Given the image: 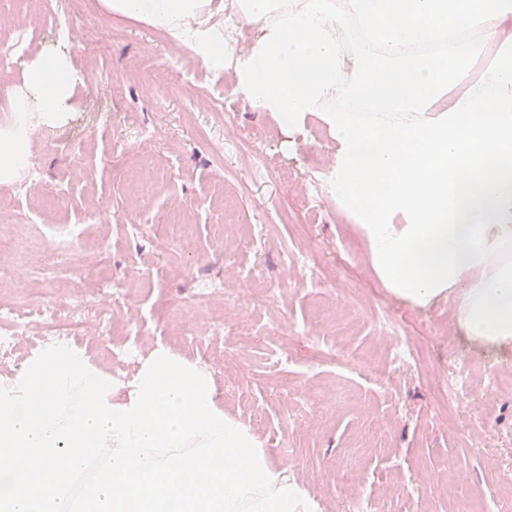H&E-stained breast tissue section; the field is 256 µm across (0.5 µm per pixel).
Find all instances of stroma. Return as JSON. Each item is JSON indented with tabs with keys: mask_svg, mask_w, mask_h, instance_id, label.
<instances>
[{
	"mask_svg": "<svg viewBox=\"0 0 512 512\" xmlns=\"http://www.w3.org/2000/svg\"><path fill=\"white\" fill-rule=\"evenodd\" d=\"M80 21L106 24V42L73 49L67 25L29 18L34 35L21 65L0 60V104H10L26 66L62 56L71 72L92 71L94 84L76 83L58 105L65 119L55 142L32 136L29 152L41 181L27 204L39 224L18 226L31 247L48 252L46 220L82 224L84 235L70 267L54 280L57 301L73 304L82 292L72 268L102 262L110 279L127 280L124 292L104 299L115 320L106 339L90 325L74 328L72 345L85 349L120 379L136 370V357L109 356L125 339L129 307L141 310L135 331L138 355L163 343L206 363L224 406L254 429L270 450L288 442L297 450L289 471L323 503L324 512H346L352 490L340 470L357 477L360 496L383 512H495L501 496L497 466H512V391L488 383V370L511 363L512 353L473 346L455 320L453 301L424 307L394 298L382 286L357 219L329 191L336 141L315 115L293 131L280 128L227 82L229 119L196 107L215 78L184 51L162 40L146 22L108 13L85 0ZM233 125L262 142V159L229 147L215 160L200 129ZM82 155L67 163L72 141ZM149 163L159 188L148 212L130 193L132 176ZM181 203L195 243L185 256L175 238L139 233L135 227ZM123 214L107 221L105 211ZM304 248L316 266L282 268L284 252ZM259 267L264 281L278 282L273 308L237 313L239 325H212L190 296L201 280L251 290L245 275ZM396 320L419 348L423 374L402 375L391 394L343 375L335 364L311 361L334 346L345 358L385 357L374 315ZM459 361L473 386L472 403L442 415L430 376H447ZM455 468H448V460Z\"/></svg>",
	"mask_w": 512,
	"mask_h": 512,
	"instance_id": "1",
	"label": "stroma"
}]
</instances>
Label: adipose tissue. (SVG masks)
Listing matches in <instances>:
<instances>
[{
	"mask_svg": "<svg viewBox=\"0 0 512 512\" xmlns=\"http://www.w3.org/2000/svg\"><path fill=\"white\" fill-rule=\"evenodd\" d=\"M224 70V0H102ZM258 23L240 90L284 126L315 114L331 187L395 298L446 297L474 343L512 351V0H237ZM13 109L55 111L61 59ZM0 512H323L224 409L213 373L160 344L117 381L45 344L0 376Z\"/></svg>",
	"mask_w": 512,
	"mask_h": 512,
	"instance_id": "1",
	"label": "adipose tissue"
}]
</instances>
